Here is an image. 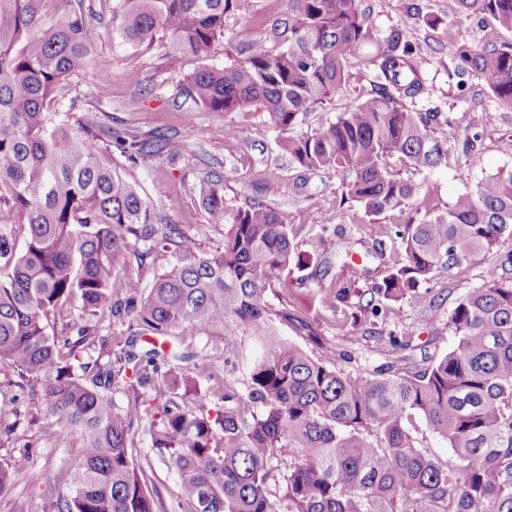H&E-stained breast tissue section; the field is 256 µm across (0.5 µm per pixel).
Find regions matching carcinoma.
I'll use <instances>...</instances> for the list:
<instances>
[{
	"mask_svg": "<svg viewBox=\"0 0 512 512\" xmlns=\"http://www.w3.org/2000/svg\"><path fill=\"white\" fill-rule=\"evenodd\" d=\"M0 0V204L27 227L0 222V361L21 381L0 391V412L14 413L26 383L40 387L42 436L73 435L82 454L63 471L70 495L46 512H512V257L490 264L484 283L462 297L448 318L455 343L424 366L401 352L411 334L390 337L394 354L375 375L338 368L341 354L316 357L274 337L278 319L318 335L302 314L265 301L271 275L284 293L304 287L327 256L298 251L300 229L272 207L247 199L224 207L220 182L200 190L209 223L224 225L223 248L193 250L177 224H157L151 206L118 171L103 167L93 143L53 123V108L90 65L82 0ZM240 0H116L121 43L168 44L175 68L224 37L225 16ZM284 8L255 36L227 50L229 62L185 77L178 94L207 112L259 105L283 133L280 148L302 170L336 167L350 177L349 197L368 215H415L382 234L400 240L398 258L369 288L378 316L416 294L438 271L492 252L512 238V175L489 176L445 210L416 201L418 187L391 160L416 171L448 164V114L407 105L424 90L418 48L402 33L376 38L361 0H280ZM455 16L487 15L512 31V0H448ZM449 52L512 108V45L485 50L449 44ZM356 61L375 73V92L322 131L289 132L326 104ZM112 139L131 163L161 154L165 134L140 138L116 129ZM143 245L140 258L173 249V260L148 290L113 272L116 254ZM359 277L332 279L322 302L351 306ZM84 314L130 316L139 334L161 339L191 327L230 342L240 329L261 337L266 352L246 391L224 387L211 414L200 403L192 369L155 346L134 351V337H100L89 325L59 336L51 318L73 300ZM101 344L108 361L81 363L80 350ZM127 395L116 411L112 389ZM448 441L455 465L419 447L414 419ZM179 476L167 505L150 491L128 448L133 425ZM293 452L283 458L281 449Z\"/></svg>",
	"mask_w": 512,
	"mask_h": 512,
	"instance_id": "carcinoma-1",
	"label": "carcinoma"
}]
</instances>
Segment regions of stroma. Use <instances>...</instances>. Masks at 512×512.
<instances>
[{
	"instance_id": "stroma-1",
	"label": "stroma",
	"mask_w": 512,
	"mask_h": 512,
	"mask_svg": "<svg viewBox=\"0 0 512 512\" xmlns=\"http://www.w3.org/2000/svg\"><path fill=\"white\" fill-rule=\"evenodd\" d=\"M112 6L113 0L83 2L90 14L87 37L91 56L110 58L112 69L104 80L91 70L82 74L78 79V102L60 100L56 105L57 122L74 129L98 127L95 144L102 163L136 184L162 223L183 227L195 251H215L224 241L223 226L209 223L199 198L201 184L217 180L223 186L227 209L254 198L275 208L286 224L299 227V251H314L321 225L336 229L348 254L336 259L331 275L346 277L358 266L369 272L360 281V288H370L396 251L392 242H379L378 227L404 223L405 215L394 211L366 216L363 208L347 197L345 172L324 168L302 173L293 168L278 146L279 130L259 108L195 112L190 102L175 93L179 80L202 63L224 64L230 45L249 39L259 22L273 20L279 9L277 0H240L224 23L223 38L214 44L207 59L184 58L173 71L165 66V43L138 48L119 44ZM362 6L370 13L377 38L399 31L418 45L425 91L413 100V108L423 112L439 107L454 119L456 132L470 129L480 134L473 147L455 146L448 165L421 172L405 169L402 177L412 180L420 195L443 210L459 195L474 191L484 178L512 173V154L501 150L502 142L512 139V109L503 106L488 89L472 95L470 88L477 85V78L462 73L460 61L448 52L452 41L487 48L512 43V31L500 28L490 18L450 16L448 0H362ZM132 72L137 74L138 83L126 82V75ZM375 82L372 71L349 65L343 90L299 120L294 135L308 136L328 127L338 113L364 99ZM189 120L196 133L187 140L182 133ZM230 125L238 128L237 138L227 137ZM114 129L142 138L160 131L169 145L161 155L133 165L112 140L110 132ZM269 167L278 168L279 180H265L264 171ZM511 255L512 239L504 240L493 253L464 262L452 277L439 275L429 285L420 286L418 299L400 302L379 317L362 314L349 336L337 331L339 313L326 307L317 293L287 295L273 285L265 299L274 307L286 305L305 314L322 343L312 344L303 332L279 321L273 324L278 339L300 346L313 357L324 346L347 351L349 357L339 361V368L369 375L384 369L388 362L389 336L406 331L413 334L409 355L414 361L434 360L446 354L454 343L448 326L452 309L469 290L482 285L489 264ZM177 336L172 348L184 355L186 366L213 353L226 354L228 362L220 370L225 385L245 390L262 350L259 337L238 331L234 348L228 352L222 341L190 328L178 330ZM43 417L38 400L28 401L16 426L13 447L0 452L14 467L12 485L0 494V512H44L48 502L70 494L59 474L80 455L79 443L73 437L55 443L42 441ZM132 456L143 469L148 488L158 491L164 501L173 500L178 479L153 453L150 437L143 429L135 431ZM36 473L41 476L37 483L32 480Z\"/></svg>"
}]
</instances>
